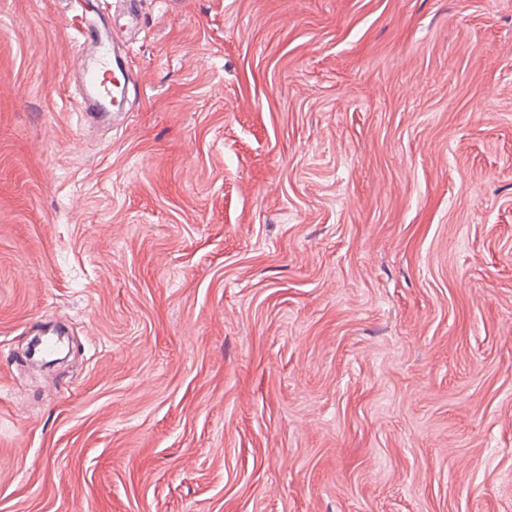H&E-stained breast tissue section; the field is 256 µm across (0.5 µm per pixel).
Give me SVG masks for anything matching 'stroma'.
Here are the masks:
<instances>
[{
	"instance_id": "stroma-1",
	"label": "stroma",
	"mask_w": 512,
	"mask_h": 512,
	"mask_svg": "<svg viewBox=\"0 0 512 512\" xmlns=\"http://www.w3.org/2000/svg\"><path fill=\"white\" fill-rule=\"evenodd\" d=\"M66 11L0 0V512H512V0H139L106 131Z\"/></svg>"
}]
</instances>
